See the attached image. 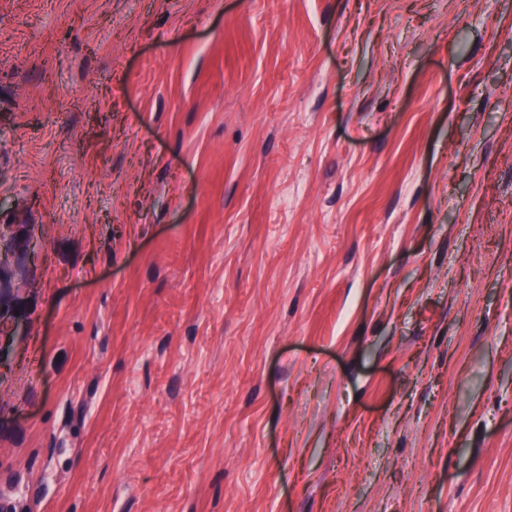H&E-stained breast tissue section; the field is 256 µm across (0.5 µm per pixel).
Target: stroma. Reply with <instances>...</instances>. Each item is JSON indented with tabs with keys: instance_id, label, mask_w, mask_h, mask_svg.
Returning <instances> with one entry per match:
<instances>
[{
	"instance_id": "stroma-1",
	"label": "stroma",
	"mask_w": 512,
	"mask_h": 512,
	"mask_svg": "<svg viewBox=\"0 0 512 512\" xmlns=\"http://www.w3.org/2000/svg\"><path fill=\"white\" fill-rule=\"evenodd\" d=\"M14 512H512V0H0Z\"/></svg>"
}]
</instances>
